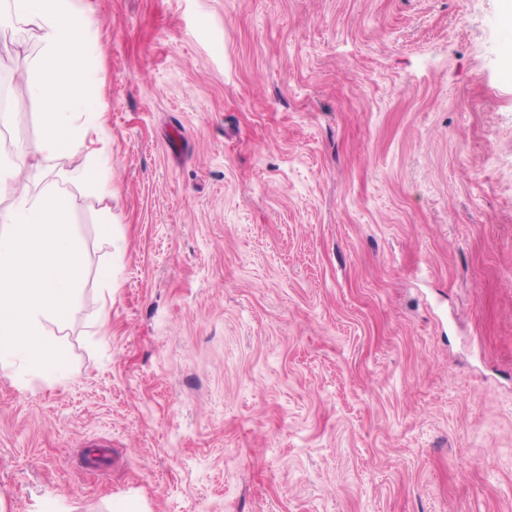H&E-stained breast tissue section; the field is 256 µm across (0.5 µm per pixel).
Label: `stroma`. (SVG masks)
<instances>
[{
	"instance_id": "35a3bbf8",
	"label": "stroma",
	"mask_w": 512,
	"mask_h": 512,
	"mask_svg": "<svg viewBox=\"0 0 512 512\" xmlns=\"http://www.w3.org/2000/svg\"><path fill=\"white\" fill-rule=\"evenodd\" d=\"M89 2L102 127L0 128L88 271L67 378L0 368V512H512L501 0Z\"/></svg>"
}]
</instances>
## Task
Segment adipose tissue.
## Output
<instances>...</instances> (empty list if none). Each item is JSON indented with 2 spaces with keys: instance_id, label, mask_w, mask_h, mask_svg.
I'll return each instance as SVG.
<instances>
[{
  "instance_id": "1",
  "label": "adipose tissue",
  "mask_w": 512,
  "mask_h": 512,
  "mask_svg": "<svg viewBox=\"0 0 512 512\" xmlns=\"http://www.w3.org/2000/svg\"><path fill=\"white\" fill-rule=\"evenodd\" d=\"M8 15L36 32L40 53L24 98L43 102L42 142L47 157L69 156L88 125H101L92 80L81 57L91 27L85 0H5Z\"/></svg>"
}]
</instances>
